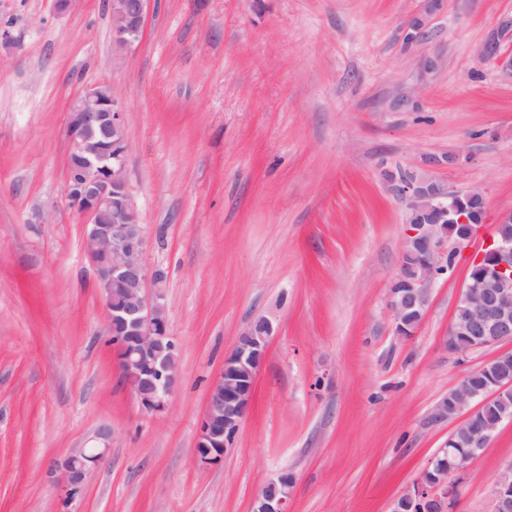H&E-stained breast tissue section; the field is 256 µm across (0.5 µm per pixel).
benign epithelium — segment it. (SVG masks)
I'll use <instances>...</instances> for the list:
<instances>
[{
    "label": "benign epithelium",
    "instance_id": "1",
    "mask_svg": "<svg viewBox=\"0 0 512 512\" xmlns=\"http://www.w3.org/2000/svg\"><path fill=\"white\" fill-rule=\"evenodd\" d=\"M149 0H111L112 44L125 53L144 32ZM68 142L66 195L74 211L87 218L84 248L94 267L104 301L106 335L113 339L118 366L140 408L151 414L166 411L178 386L180 373L172 363L178 346L169 332L164 281L160 272L143 261L146 233L127 177L130 154L126 108L113 87L87 88L70 106L66 124ZM389 189L404 204L402 264L396 280L407 287L388 294L398 336L409 317L422 320L430 303L435 278L448 273V259L467 249L479 228L454 240L448 248L450 224H466L468 218L457 201L485 198L478 188L450 189L414 172L390 179ZM483 265L479 277L468 275L448 327L446 346L463 333L473 336V348L512 340V241L495 236L479 253ZM273 333L267 318L256 321L237 337L224 366L209 389L206 410L200 422L195 462L207 467L224 459L238 435L254 393L256 374L262 365ZM431 410L438 422L464 419L448 440L468 435V455L458 459L455 473L468 469L489 446L497 427L477 429L473 419L483 404L481 395L466 382L451 389ZM109 448H77L59 465L60 482L72 498L85 485L89 473L101 464ZM439 449L419 480L395 500L391 512H448L456 486L448 483ZM293 478L281 474L270 479L252 503V512H288ZM493 512H512V465L498 477L493 492Z\"/></svg>",
    "mask_w": 512,
    "mask_h": 512
}]
</instances>
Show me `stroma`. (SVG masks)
Returning a JSON list of instances; mask_svg holds the SVG:
<instances>
[{"instance_id":"35a3bbf8","label":"stroma","mask_w":512,"mask_h":512,"mask_svg":"<svg viewBox=\"0 0 512 512\" xmlns=\"http://www.w3.org/2000/svg\"><path fill=\"white\" fill-rule=\"evenodd\" d=\"M108 2L0 0V512H249L286 472L291 512H390L454 428L433 404L512 353L445 346L473 248L396 335L404 205L387 182L481 189L486 236L512 212V75L482 54H512V0H150L122 55ZM100 83L124 100L144 259L179 345L156 415L122 378L65 195L68 110ZM263 317L250 411L223 462L198 466L210 384ZM102 430L108 456L63 501L57 461ZM510 465L505 422L452 512H492Z\"/></svg>"}]
</instances>
